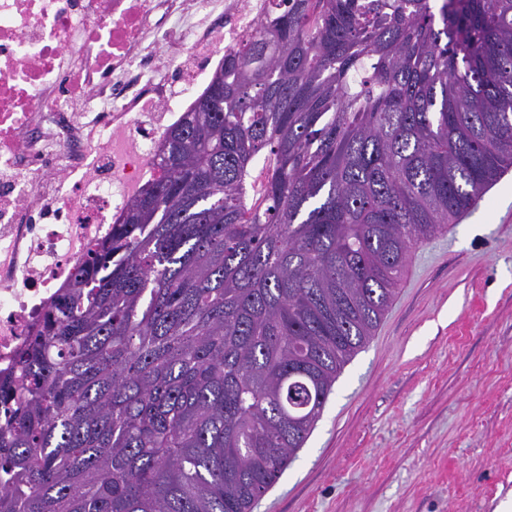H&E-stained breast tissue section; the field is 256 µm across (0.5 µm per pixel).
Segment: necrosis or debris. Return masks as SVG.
<instances>
[{"mask_svg": "<svg viewBox=\"0 0 512 512\" xmlns=\"http://www.w3.org/2000/svg\"><path fill=\"white\" fill-rule=\"evenodd\" d=\"M270 0H0V373Z\"/></svg>", "mask_w": 512, "mask_h": 512, "instance_id": "4bbe7bcc", "label": "necrosis or debris"}]
</instances>
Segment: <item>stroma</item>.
Listing matches in <instances>:
<instances>
[{
    "mask_svg": "<svg viewBox=\"0 0 512 512\" xmlns=\"http://www.w3.org/2000/svg\"><path fill=\"white\" fill-rule=\"evenodd\" d=\"M512 495V169L409 257L252 512H496Z\"/></svg>",
    "mask_w": 512,
    "mask_h": 512,
    "instance_id": "35a3bbf8",
    "label": "stroma"
}]
</instances>
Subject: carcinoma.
<instances>
[{"label":"carcinoma","mask_w":512,"mask_h":512,"mask_svg":"<svg viewBox=\"0 0 512 512\" xmlns=\"http://www.w3.org/2000/svg\"><path fill=\"white\" fill-rule=\"evenodd\" d=\"M272 5L0 378V512H251L512 168V0Z\"/></svg>","instance_id":"cac0c4a2"}]
</instances>
